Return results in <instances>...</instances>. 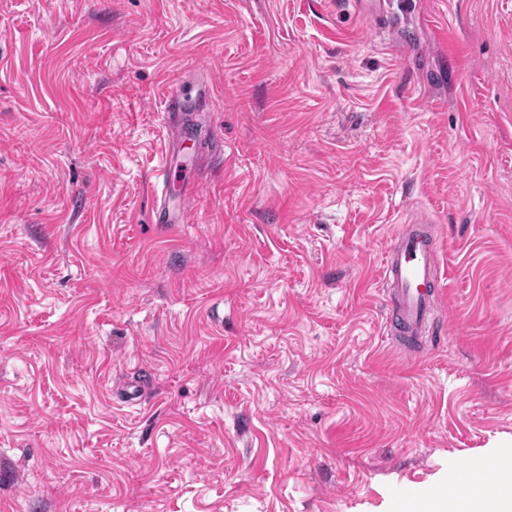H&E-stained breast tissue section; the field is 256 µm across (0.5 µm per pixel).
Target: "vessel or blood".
Returning <instances> with one entry per match:
<instances>
[{
    "instance_id": "1",
    "label": "vessel or blood",
    "mask_w": 512,
    "mask_h": 512,
    "mask_svg": "<svg viewBox=\"0 0 512 512\" xmlns=\"http://www.w3.org/2000/svg\"><path fill=\"white\" fill-rule=\"evenodd\" d=\"M434 255L435 241L420 225L400 233L387 248L381 286L390 330L404 340H419L431 332L439 298Z\"/></svg>"
}]
</instances>
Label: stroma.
<instances>
[{"label": "stroma", "mask_w": 512, "mask_h": 512, "mask_svg": "<svg viewBox=\"0 0 512 512\" xmlns=\"http://www.w3.org/2000/svg\"><path fill=\"white\" fill-rule=\"evenodd\" d=\"M505 453L512 0H0V512H432ZM434 255V238L421 225L403 231L387 247L380 281L389 330L405 342L431 332L439 299Z\"/></svg>", "instance_id": "obj_1"}]
</instances>
